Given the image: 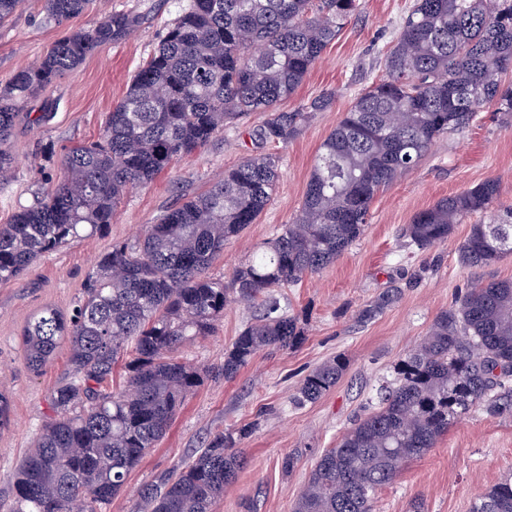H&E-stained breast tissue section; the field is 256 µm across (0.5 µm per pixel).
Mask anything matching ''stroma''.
<instances>
[{
  "mask_svg": "<svg viewBox=\"0 0 512 512\" xmlns=\"http://www.w3.org/2000/svg\"><path fill=\"white\" fill-rule=\"evenodd\" d=\"M361 2L360 13L346 23L284 108L301 107L327 92L332 100L298 137L277 148L278 189L257 222L226 242L215 274L230 275L295 220L320 145L355 94L383 77V54L413 0ZM186 3L94 0L87 12L58 25L46 19L41 0H25L12 20L0 25L3 84L70 32L92 28L115 12L140 17L126 40L88 58L22 109L12 140V175L0 181V225L65 178L70 147L98 139L130 77ZM264 118L261 112L251 114L191 155L175 159L148 185L130 190L103 234L68 242L37 259L23 279L0 283V391L12 405L11 420L0 429V512H9L15 466L39 428L53 418L49 395L68 369V350L62 347L41 371L31 370L21 340L24 327L47 306L71 313L95 257L113 242L136 238L179 198L204 192L225 167L259 154L252 132ZM490 178L499 181L501 195L488 213L456 225L444 243L406 247L404 228L416 213ZM510 207L512 121L486 108L467 128L437 138L415 166L380 188L363 235L348 251L320 273L277 289L281 305L300 317L303 342L259 352L233 380L205 379L103 512H132L144 485L177 470L210 435L228 430L241 433L238 447L247 464L225 486L215 512H291L317 457L364 413L436 316L455 306L472 284L512 280V255L485 267L459 260L471 225L489 222ZM396 287L401 293L392 305L360 321L365 305ZM250 315L246 305L229 304L212 336L183 346L179 357L200 367L223 364L226 348ZM337 356L347 362L339 382L316 402L294 405L304 376ZM288 456L295 459L289 472L282 468ZM504 476L512 477V418L476 409L451 425L433 448L405 462L396 480L377 491L375 510L411 512L419 502L425 512H471L478 495Z\"/></svg>",
  "mask_w": 512,
  "mask_h": 512,
  "instance_id": "1",
  "label": "stroma"
}]
</instances>
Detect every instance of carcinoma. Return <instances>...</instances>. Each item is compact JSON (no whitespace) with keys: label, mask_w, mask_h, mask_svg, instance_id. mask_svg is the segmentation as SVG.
<instances>
[{"label":"carcinoma","mask_w":512,"mask_h":512,"mask_svg":"<svg viewBox=\"0 0 512 512\" xmlns=\"http://www.w3.org/2000/svg\"><path fill=\"white\" fill-rule=\"evenodd\" d=\"M92 0H42L63 22ZM359 0H190L108 112L100 138L69 149L66 178L0 225V283L21 279L41 256L112 223L127 191L151 182L224 127L253 112L266 147L300 135L328 98L279 108L319 61ZM132 12L109 15L54 42L34 65L0 85V179L13 164L19 109L102 48L125 39ZM512 0H415L384 54L382 79L363 89L320 146L295 221L284 225L229 281L209 273L224 243L256 223L279 178V156H251L224 169L203 193L165 210L144 234L98 257L73 314L42 309L23 330L29 367L41 370L61 344L69 371L51 392L55 418L20 461L10 512H101L126 476L166 435L204 376L234 378L261 351L304 339L299 317L274 294L336 261L363 233L377 191L414 166L434 140L469 125L484 107L512 118ZM500 184L486 180L419 211L409 245L448 240L467 216L487 211ZM512 255V208L472 225L460 247L469 267ZM400 294L366 305L367 322ZM232 302L258 305L224 365L209 370L179 349L212 335ZM126 381H108L122 353ZM330 359L303 379L294 401L315 402L340 380ZM512 416V280L476 284L435 318L394 368L374 408L317 457L293 512H374L375 493L403 464L434 447L463 414ZM246 465L231 432L202 443L188 463L140 492L137 512H214ZM472 512H512V478L493 482Z\"/></svg>","instance_id":"carcinoma-1"}]
</instances>
